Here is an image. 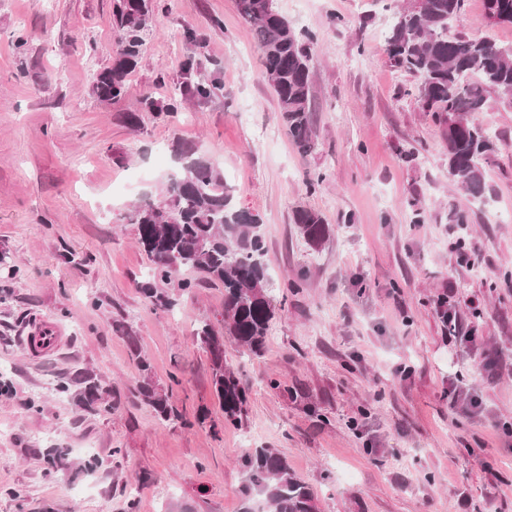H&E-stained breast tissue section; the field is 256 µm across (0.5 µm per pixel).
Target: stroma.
<instances>
[{
	"mask_svg": "<svg viewBox=\"0 0 512 512\" xmlns=\"http://www.w3.org/2000/svg\"><path fill=\"white\" fill-rule=\"evenodd\" d=\"M408 2L276 0L315 35V148L304 154L237 0H153L143 58L109 104L92 83L117 49L113 0H0V256L15 268L0 266V512H241L238 461L257 448L287 458L315 512H458L463 494L468 512H512V105L492 93L480 115L499 150L487 201L474 202L448 176L444 125L387 55ZM452 30L512 45V26L490 23L483 0H467ZM192 53L218 72L217 97L184 100L173 118L142 111L144 95L178 92ZM178 141L260 219L277 299L261 355L224 344L249 398L241 425L216 433L194 423L218 409L195 331L223 325L224 287L187 270L192 291L157 282L176 304L153 308L139 290L151 262L128 221L159 193ZM300 207L330 225L320 247L299 235ZM453 207L470 215L462 248ZM444 293L474 342L443 331ZM38 321L63 328L60 350L24 349ZM141 357L184 422L161 421L138 397ZM87 369L110 385L111 413L80 412L57 392ZM52 447L68 449L72 468H46ZM88 456L99 466L79 470Z\"/></svg>",
	"mask_w": 512,
	"mask_h": 512,
	"instance_id": "obj_1",
	"label": "stroma"
}]
</instances>
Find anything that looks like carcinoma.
I'll use <instances>...</instances> for the list:
<instances>
[{"mask_svg": "<svg viewBox=\"0 0 512 512\" xmlns=\"http://www.w3.org/2000/svg\"><path fill=\"white\" fill-rule=\"evenodd\" d=\"M240 15L255 28L262 64L292 143L307 153L314 147L310 119L312 71L308 32H296L275 0H237ZM466 0H419L398 13L387 40L393 64L414 73L417 93L426 112H435L447 126L448 176L472 200L486 198L484 168L496 145L475 114L484 111L488 94L512 104V45L488 39L448 34V23ZM484 13L494 24L512 25V0H483ZM150 0H115L113 23L120 31L112 65L93 85L103 102L119 99L143 53L144 35L151 23ZM180 98L158 102L142 99L144 109L166 116L177 113L182 101H207L221 84L202 73L201 61L191 54L183 65ZM175 167L166 175L164 194L147 198L129 214L137 240L152 262L151 280L142 293L155 307L168 309L175 300L157 291L153 281H170L184 268H194L224 286V328L204 325L197 338L210 354L212 385L223 412V424L241 423L248 402L247 387L224 362V337L238 348L262 352L274 317L271 278L263 262L264 237L256 216L235 208L224 188V174L193 147L174 148ZM293 223L300 235L318 246L331 228L314 210L299 208ZM142 379L137 391L158 415L168 420L179 414L169 395L158 391L151 367L139 358ZM86 413L112 412L111 388L93 371L78 373L58 384ZM246 474L239 489L242 512H314L312 496L293 474L286 457L272 448H256L240 459Z\"/></svg>", "mask_w": 512, "mask_h": 512, "instance_id": "1", "label": "carcinoma"}]
</instances>
